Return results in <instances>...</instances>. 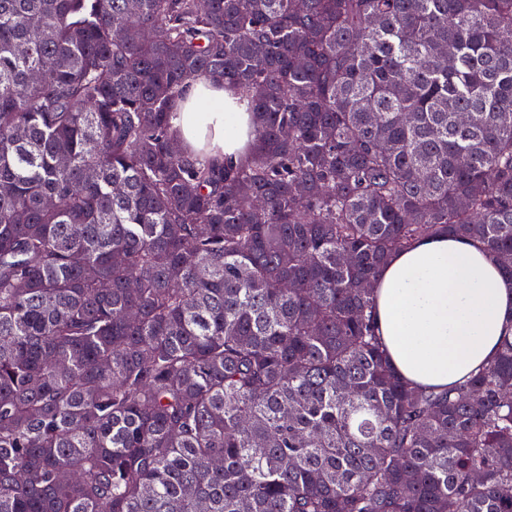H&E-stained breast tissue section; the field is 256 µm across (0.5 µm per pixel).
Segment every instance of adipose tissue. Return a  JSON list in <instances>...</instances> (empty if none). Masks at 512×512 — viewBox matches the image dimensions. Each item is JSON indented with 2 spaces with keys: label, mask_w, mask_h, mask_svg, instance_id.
Returning a JSON list of instances; mask_svg holds the SVG:
<instances>
[{
  "label": "adipose tissue",
  "mask_w": 512,
  "mask_h": 512,
  "mask_svg": "<svg viewBox=\"0 0 512 512\" xmlns=\"http://www.w3.org/2000/svg\"><path fill=\"white\" fill-rule=\"evenodd\" d=\"M173 124L180 146L221 164L239 162L253 140L246 104L206 79L187 85ZM375 294L382 341L397 371L416 385L464 380L512 332V279L466 238H418L384 266Z\"/></svg>",
  "instance_id": "obj_1"
}]
</instances>
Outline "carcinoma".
Masks as SVG:
<instances>
[{
	"label": "carcinoma",
	"mask_w": 512,
	"mask_h": 512,
	"mask_svg": "<svg viewBox=\"0 0 512 512\" xmlns=\"http://www.w3.org/2000/svg\"><path fill=\"white\" fill-rule=\"evenodd\" d=\"M201 77L234 167L171 150ZM443 233L512 276V0H0V512H512V338L377 334ZM246 109V102L235 100L223 86L206 79L191 82L173 120L180 146L203 151L221 164L239 162L253 140Z\"/></svg>",
	"instance_id": "obj_1"
}]
</instances>
